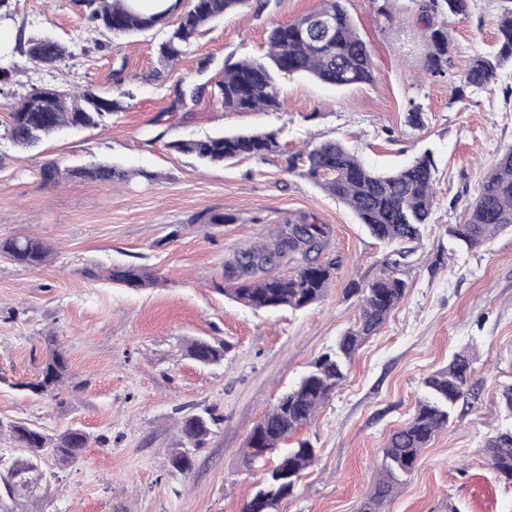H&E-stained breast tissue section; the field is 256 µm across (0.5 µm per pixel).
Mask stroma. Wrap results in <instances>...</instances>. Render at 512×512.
<instances>
[{
  "instance_id": "obj_1",
  "label": "stroma",
  "mask_w": 512,
  "mask_h": 512,
  "mask_svg": "<svg viewBox=\"0 0 512 512\" xmlns=\"http://www.w3.org/2000/svg\"><path fill=\"white\" fill-rule=\"evenodd\" d=\"M320 0H270L261 16L229 14L200 35L190 54L163 65L149 31L116 49H100L69 0H10L1 26L43 32L83 49L58 70L29 67L0 85V122L12 93L33 85L112 90L134 98L100 126L61 133L30 150L0 135V240L35 236L52 259L25 269L0 256V422L27 423L56 435L87 433L79 459L59 468L44 457V477L30 492L0 499L8 512H242L264 477L242 450L252 428L320 354L358 318L351 283L367 284L386 249L351 211L307 178L285 172L282 157L204 165L171 142L216 132H277L291 152L336 140L373 168L399 167L424 151L436 164L432 222L405 274L406 296L387 323L356 351L347 378L300 438L317 450L279 512H359L382 463L389 434L412 417L422 380L466 351L475 386L425 448L414 471L381 512H512V483L496 477L486 440L512 426L494 396L512 383V230L460 249L443 267L445 228L463 223L480 177L512 146V83L504 69L484 90L461 89L470 58L495 40L501 0H475L472 19L450 27L448 75L424 70L426 46L409 0H395L393 20L375 0H345L374 61L372 83L335 89L286 79L279 110L228 112L217 102L227 56L265 50L270 23L317 9ZM197 84V101L178 88ZM420 107L424 126L407 125ZM162 140L146 144L148 131ZM49 161L73 169L106 162L131 171L112 185L67 177L43 186ZM159 175L154 183L134 170ZM234 213V224L209 227L206 213ZM308 216L331 229L320 262L335 263L322 300L301 311L254 310L224 295V263L269 239L276 225ZM145 266L156 284L130 289L109 270ZM67 352L72 378L59 398L24 390L47 353L46 336ZM196 338L222 341L223 365L207 367L186 347ZM217 419L189 475L168 458L188 414Z\"/></svg>"
}]
</instances>
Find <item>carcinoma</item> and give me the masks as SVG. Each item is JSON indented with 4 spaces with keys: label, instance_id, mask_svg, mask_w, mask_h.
<instances>
[{
    "label": "carcinoma",
    "instance_id": "1",
    "mask_svg": "<svg viewBox=\"0 0 512 512\" xmlns=\"http://www.w3.org/2000/svg\"><path fill=\"white\" fill-rule=\"evenodd\" d=\"M502 6L496 16L497 43L493 51L477 53L464 72V85L485 88L497 79L499 71L512 63V6ZM82 14L85 28L106 32L113 47L121 41L150 30L165 31L157 45L158 59L170 63L185 55L202 28L224 15L246 11L251 0H159L161 9L144 13L137 0H70ZM423 24L422 38L427 47L426 70L442 78L448 70L449 25L464 22L472 15L473 0H410ZM332 13L335 25L330 36L321 41L303 34L315 14ZM177 16L174 25L169 19ZM72 56L70 47L47 33L27 35L15 44H0V77L28 65L54 69ZM300 75L322 84L344 89L374 80L371 53L357 32L343 5V0H321L314 11L288 23H270L266 51L260 56L224 59L223 78L217 84L218 102L229 112L274 111L283 94L282 79ZM134 97L133 90L109 94L86 87L65 91L57 87H31L24 93L11 94L4 131L12 144L29 149L57 135L62 130L80 131L99 126L106 117L123 109L121 98ZM168 147L192 154L205 164H221L240 158L266 159L280 153L273 132L217 133L203 139L177 141ZM285 171L308 178L328 195L346 205L370 236L383 243L389 252L381 273L368 284L354 285L361 294L357 323L336 342V346L310 363L309 369L285 392L250 431L243 458L248 464L273 459L264 473L263 483L244 503L243 512H278L283 499L290 496L302 471L316 461V448L303 439L290 448L282 447L288 438L308 426L320 408L346 379L347 365L358 347L386 324L392 310L406 295L404 270L411 266L418 242L430 224L434 207L436 166L430 152L415 157L393 170L382 172L370 167L357 152L345 144L327 140L306 152L284 159ZM42 180L53 185L72 175L57 163L40 168ZM78 175L103 184L126 181L129 172L114 165L95 164L82 168ZM512 226V148L504 150L495 165L480 182L478 196L464 223L450 224L449 240L456 246L474 248L500 230ZM329 227L301 218L279 224L267 243L238 253L224 263V293L255 309L299 310L321 300L332 279L333 265L316 261L327 246ZM0 255L14 263L37 268L47 264L51 248L33 236L0 241ZM292 264L286 275L269 270L282 261ZM259 271L265 273L255 277ZM110 278L129 288H143L155 282L141 266L130 264L114 269ZM49 350L36 377L18 387L36 395L58 397L69 378L67 354L54 337H48ZM228 348L223 343L196 340L188 347L189 355L203 365L224 360ZM423 395L409 422L392 432L385 448L371 494L359 512H380L401 484L411 474L435 434L448 425L452 410L472 390L471 358L455 353L442 370L423 380ZM216 419L191 414L180 422V447L169 457L170 467L181 475L192 472L195 451L204 446ZM11 437L28 456L19 459L0 476L7 495L28 490L42 478L39 463L46 454L59 465L78 460L88 443V436L68 429L50 436L40 428L24 423L8 425ZM486 454L492 470L512 482V427L497 431L486 441Z\"/></svg>",
    "mask_w": 512,
    "mask_h": 512
}]
</instances>
